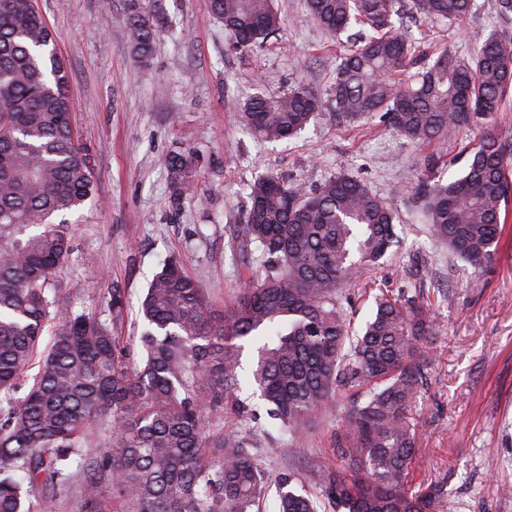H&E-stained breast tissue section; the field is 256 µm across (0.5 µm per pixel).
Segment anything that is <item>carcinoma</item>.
I'll return each mask as SVG.
<instances>
[{
  "label": "carcinoma",
  "mask_w": 512,
  "mask_h": 512,
  "mask_svg": "<svg viewBox=\"0 0 512 512\" xmlns=\"http://www.w3.org/2000/svg\"><path fill=\"white\" fill-rule=\"evenodd\" d=\"M307 0L314 23L364 36L336 62L330 99L300 80L276 96L241 105L247 130L267 141L296 136L328 109L336 121L378 115L400 137L444 148L448 136L482 125L452 180L410 179L448 261L473 270L495 258L512 208V145L496 121L512 97V42L497 30L463 54L421 57L410 27L464 24L475 0ZM233 47L277 35L273 0H210ZM128 41L142 58L157 31L141 0H130ZM35 0H0V512H53L60 491L83 471L81 512L104 483L134 512H259L270 475L256 452L263 429L208 437L204 408L231 405L250 416V399L294 440L336 391L354 396L343 471L323 476L337 512H436V492L409 486L416 450L413 405L431 365L430 306L452 301L408 282L381 290L361 334L352 335L341 286L357 284L397 243L390 199L338 175L315 189L265 175L249 185L245 211L230 218L243 288L216 313L172 260L138 299L140 334L127 343L117 325L127 299L114 291L112 322L76 314L51 287L71 255L72 228L53 217L93 192L76 144L67 72ZM175 197L193 189L191 161L163 159ZM50 335L47 345L43 336ZM256 345L249 398H241L244 343ZM37 373L24 385L32 362ZM22 397H16L20 389ZM111 428L98 447L102 426ZM278 512H319L294 474L275 479Z\"/></svg>",
  "instance_id": "carcinoma-1"
}]
</instances>
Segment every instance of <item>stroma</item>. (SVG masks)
<instances>
[{
    "label": "stroma",
    "instance_id": "obj_1",
    "mask_svg": "<svg viewBox=\"0 0 512 512\" xmlns=\"http://www.w3.org/2000/svg\"><path fill=\"white\" fill-rule=\"evenodd\" d=\"M478 2V15L445 33L441 45L462 53L490 32L494 0ZM276 4L279 39L241 51L209 0H151L159 34L144 60L128 41V0H37L67 65L75 140L94 177L91 198L60 216L73 228V253L51 283L74 313L108 321L113 290L137 301L174 259L216 309L232 307L241 280L229 218L244 212L250 182L267 174L310 187L339 174L361 179L393 199L400 246L370 272L371 291L346 290L352 324L369 315L379 287L423 278L454 294L434 310V366L416 404L411 488H437V512H512V217L492 266L464 277L406 190L435 146L401 139L375 116L348 124L328 111L287 141L249 135L238 102L258 88L286 92L301 78L327 91L346 42L312 21L306 0ZM172 152L189 157L198 187L177 203L162 164ZM347 401L338 395L299 446L256 405L267 429L259 455L269 470L294 473L320 496L321 470L338 462Z\"/></svg>",
    "mask_w": 512,
    "mask_h": 512
}]
</instances>
